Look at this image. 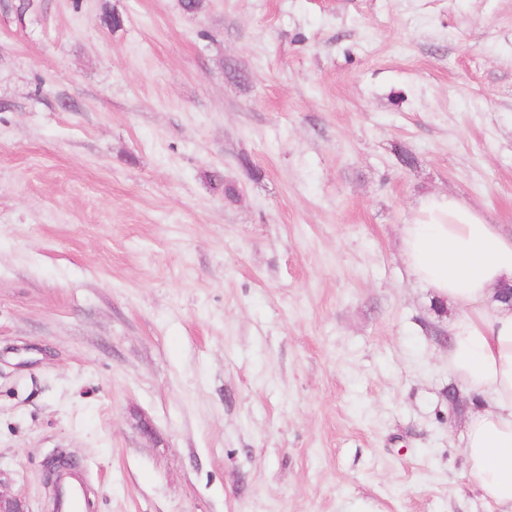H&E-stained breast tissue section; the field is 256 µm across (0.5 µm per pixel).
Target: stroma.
I'll return each instance as SVG.
<instances>
[{"mask_svg":"<svg viewBox=\"0 0 512 512\" xmlns=\"http://www.w3.org/2000/svg\"><path fill=\"white\" fill-rule=\"evenodd\" d=\"M425 193L512 228V0H0V491L493 512L399 251Z\"/></svg>","mask_w":512,"mask_h":512,"instance_id":"stroma-1","label":"stroma"}]
</instances>
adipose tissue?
I'll return each mask as SVG.
<instances>
[{
	"instance_id": "adipose-tissue-1",
	"label": "adipose tissue",
	"mask_w": 512,
	"mask_h": 512,
	"mask_svg": "<svg viewBox=\"0 0 512 512\" xmlns=\"http://www.w3.org/2000/svg\"><path fill=\"white\" fill-rule=\"evenodd\" d=\"M411 277L448 304V372L475 398L465 419L464 456L482 499L512 512V306L495 292L512 284V232L449 195L420 198L401 226Z\"/></svg>"
}]
</instances>
